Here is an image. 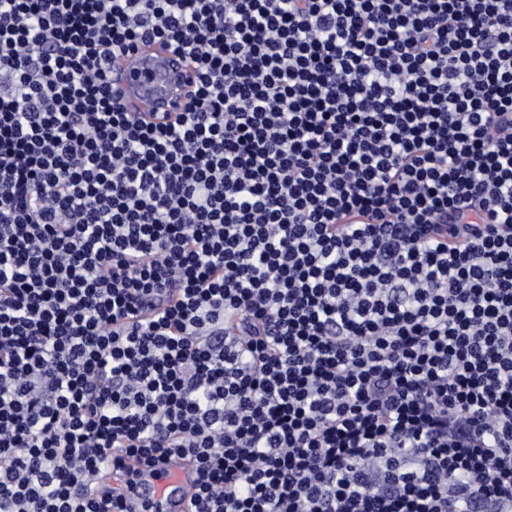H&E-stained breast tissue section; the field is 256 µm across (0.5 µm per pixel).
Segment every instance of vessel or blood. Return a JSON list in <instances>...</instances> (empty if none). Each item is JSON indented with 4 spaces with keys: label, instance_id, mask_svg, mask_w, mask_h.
<instances>
[{
    "label": "vessel or blood",
    "instance_id": "1",
    "mask_svg": "<svg viewBox=\"0 0 512 512\" xmlns=\"http://www.w3.org/2000/svg\"><path fill=\"white\" fill-rule=\"evenodd\" d=\"M123 98L136 112H177L191 88L193 65L183 55L158 44L142 46L113 67ZM198 484L195 467L177 460L121 485L124 512H187Z\"/></svg>",
    "mask_w": 512,
    "mask_h": 512
}]
</instances>
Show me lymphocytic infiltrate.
<instances>
[{
  "instance_id": "1",
  "label": "lymphocytic infiltrate",
  "mask_w": 512,
  "mask_h": 512,
  "mask_svg": "<svg viewBox=\"0 0 512 512\" xmlns=\"http://www.w3.org/2000/svg\"><path fill=\"white\" fill-rule=\"evenodd\" d=\"M188 57L184 111L109 58ZM512 512V0H0V512ZM128 476L121 477L117 495L122 498L125 512H186L197 484L195 467L177 460L156 468L150 473L134 476L136 483L129 487Z\"/></svg>"
}]
</instances>
